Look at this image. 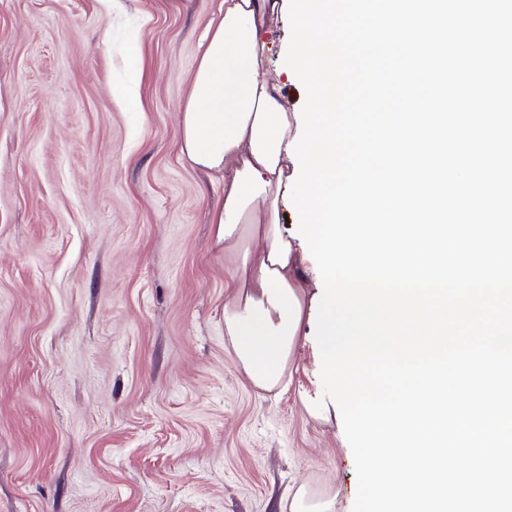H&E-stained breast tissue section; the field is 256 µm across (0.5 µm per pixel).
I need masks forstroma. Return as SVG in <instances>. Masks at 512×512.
Returning a JSON list of instances; mask_svg holds the SVG:
<instances>
[{
	"label": "stroma",
	"instance_id": "1",
	"mask_svg": "<svg viewBox=\"0 0 512 512\" xmlns=\"http://www.w3.org/2000/svg\"><path fill=\"white\" fill-rule=\"evenodd\" d=\"M219 5L0 0V512H352L342 419L306 409L315 325L283 392L224 340V184L178 149ZM290 37L268 73L298 112Z\"/></svg>",
	"mask_w": 512,
	"mask_h": 512
}]
</instances>
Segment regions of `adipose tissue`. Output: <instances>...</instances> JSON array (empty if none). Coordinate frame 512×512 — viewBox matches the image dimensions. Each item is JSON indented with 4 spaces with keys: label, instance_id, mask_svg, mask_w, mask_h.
Returning a JSON list of instances; mask_svg holds the SVG:
<instances>
[{
    "label": "adipose tissue",
    "instance_id": "adipose-tissue-1",
    "mask_svg": "<svg viewBox=\"0 0 512 512\" xmlns=\"http://www.w3.org/2000/svg\"><path fill=\"white\" fill-rule=\"evenodd\" d=\"M282 11L281 0H222L179 121L180 154L224 182L211 216L230 264L224 334L237 366L265 391L282 386L312 305L302 259L279 225L297 132L267 75L268 32Z\"/></svg>",
    "mask_w": 512,
    "mask_h": 512
}]
</instances>
